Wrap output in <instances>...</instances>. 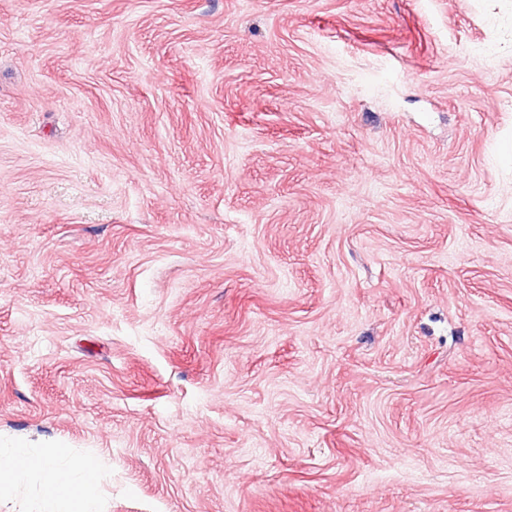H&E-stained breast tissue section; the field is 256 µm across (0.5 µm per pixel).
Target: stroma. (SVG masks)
Returning a JSON list of instances; mask_svg holds the SVG:
<instances>
[{
  "label": "stroma",
  "mask_w": 512,
  "mask_h": 512,
  "mask_svg": "<svg viewBox=\"0 0 512 512\" xmlns=\"http://www.w3.org/2000/svg\"><path fill=\"white\" fill-rule=\"evenodd\" d=\"M0 442L512 512V0H0Z\"/></svg>",
  "instance_id": "obj_1"
}]
</instances>
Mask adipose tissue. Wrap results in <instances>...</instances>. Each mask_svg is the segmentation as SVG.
<instances>
[{
    "instance_id": "ef3b65f1",
    "label": "adipose tissue",
    "mask_w": 512,
    "mask_h": 512,
    "mask_svg": "<svg viewBox=\"0 0 512 512\" xmlns=\"http://www.w3.org/2000/svg\"><path fill=\"white\" fill-rule=\"evenodd\" d=\"M99 466L83 456L60 464L55 456L34 455L19 443H0V492L36 479L43 492L39 512H98Z\"/></svg>"
}]
</instances>
